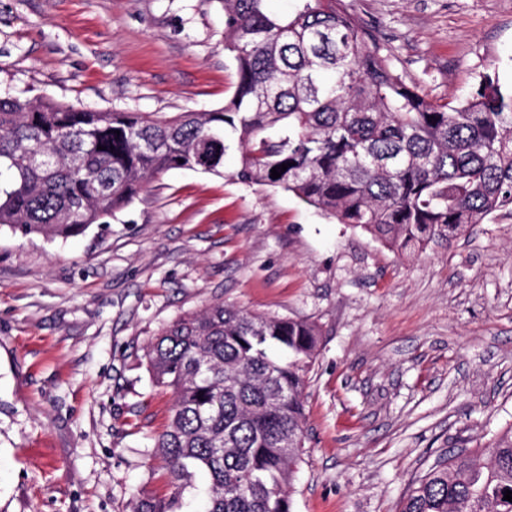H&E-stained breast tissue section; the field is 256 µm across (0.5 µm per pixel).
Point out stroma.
<instances>
[{
  "label": "stroma",
  "instance_id": "35a3bbf8",
  "mask_svg": "<svg viewBox=\"0 0 512 512\" xmlns=\"http://www.w3.org/2000/svg\"><path fill=\"white\" fill-rule=\"evenodd\" d=\"M430 102L512 88V0H346ZM237 84L221 0H0V97L171 116ZM172 170L85 233L0 230V512H133L168 488L146 347L221 302L316 323L294 512H398L512 426V212L401 255L277 187Z\"/></svg>",
  "mask_w": 512,
  "mask_h": 512
}]
</instances>
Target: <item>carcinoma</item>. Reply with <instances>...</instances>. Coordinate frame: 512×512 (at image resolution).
<instances>
[{
	"mask_svg": "<svg viewBox=\"0 0 512 512\" xmlns=\"http://www.w3.org/2000/svg\"><path fill=\"white\" fill-rule=\"evenodd\" d=\"M265 2L221 0L238 82L217 109L158 117L0 98V228L77 236L167 171L224 176L232 151L237 180L281 187L401 253L512 210V90L487 76L466 102L436 105L344 0H296L287 15ZM318 336L310 322L222 303L162 328L146 358L175 394L155 443L172 491L134 512H185L187 493L195 512H292L301 449L280 443L304 433ZM507 490L512 427L445 452L399 512H512Z\"/></svg>",
	"mask_w": 512,
	"mask_h": 512,
	"instance_id": "obj_1",
	"label": "carcinoma"
}]
</instances>
